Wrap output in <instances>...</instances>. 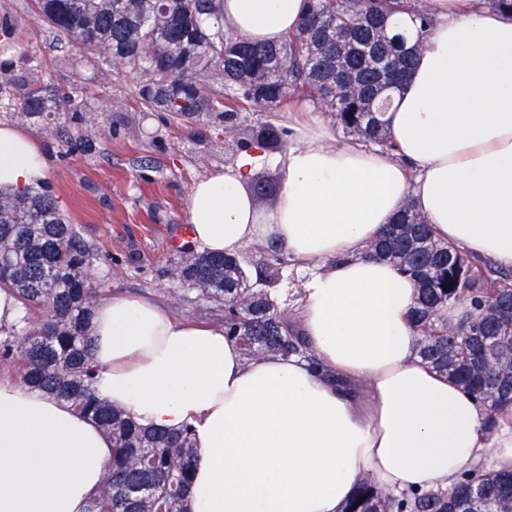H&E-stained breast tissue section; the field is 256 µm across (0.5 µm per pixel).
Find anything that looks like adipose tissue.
<instances>
[{"mask_svg":"<svg viewBox=\"0 0 512 512\" xmlns=\"http://www.w3.org/2000/svg\"><path fill=\"white\" fill-rule=\"evenodd\" d=\"M430 5L435 24L388 114L397 156L337 143L317 114H292L284 151L240 152L186 197L204 250L234 256L272 242L306 271L298 313L316 364L246 360L223 329L135 297L96 310V392L145 428L190 427L192 512H342L367 477L399 496L452 489L478 468L512 471V408L489 416L420 358L415 284L368 253L410 199L437 238L512 268V14L479 0ZM302 6L224 0V20L279 42ZM262 165L283 173L268 212L247 189ZM47 175L37 141L0 125V191ZM111 456L94 421L0 373V512H79Z\"/></svg>","mask_w":512,"mask_h":512,"instance_id":"ef3b65f1","label":"adipose tissue"}]
</instances>
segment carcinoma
Here are the masks:
<instances>
[{
  "label": "carcinoma",
  "mask_w": 512,
  "mask_h": 512,
  "mask_svg": "<svg viewBox=\"0 0 512 512\" xmlns=\"http://www.w3.org/2000/svg\"><path fill=\"white\" fill-rule=\"evenodd\" d=\"M37 17L74 51L72 70L123 72L141 104L170 120L205 121L234 134L237 150L274 151L288 130L249 115L281 108L293 95L333 114L347 132L389 152L397 150L382 115L415 64L420 46L401 23L406 13L423 35L434 22L426 0H306L297 31L278 44H258L224 25V0H36ZM0 53L30 62L25 92L0 76V108L46 124L77 110L41 87L47 73L30 50L5 31ZM416 284L411 312L418 354L479 397L490 415L512 405V321L497 317L508 275L433 236L407 201L371 244ZM93 253L79 228L42 188L0 193V288L25 310L22 324L0 333V365L17 366L32 390L65 400L112 438V459L83 512H191L195 456L189 428L147 430L134 416L95 393L89 336L99 305L86 278ZM288 260L272 243L251 258L186 254L177 279L224 311V335L247 358L268 353L311 358L299 320L281 308L276 285ZM256 269L263 287L248 283ZM467 304L456 320L448 308ZM344 512H512V473L463 476L451 492L396 498L370 477Z\"/></svg>",
  "instance_id": "cac0c4a2"
}]
</instances>
